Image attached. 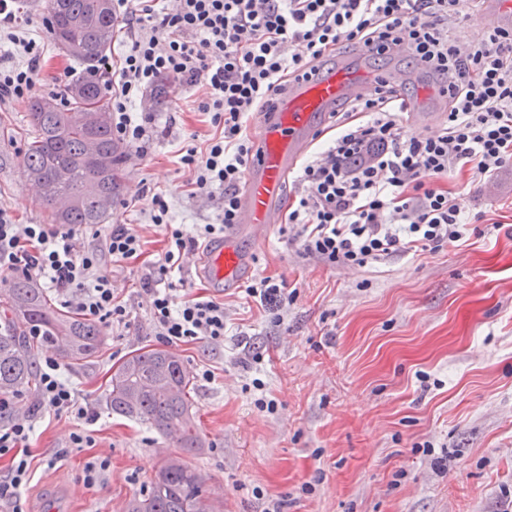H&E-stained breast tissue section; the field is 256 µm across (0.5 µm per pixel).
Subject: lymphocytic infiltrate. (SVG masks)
<instances>
[{
	"instance_id": "obj_1",
	"label": "lymphocytic infiltrate",
	"mask_w": 512,
	"mask_h": 512,
	"mask_svg": "<svg viewBox=\"0 0 512 512\" xmlns=\"http://www.w3.org/2000/svg\"><path fill=\"white\" fill-rule=\"evenodd\" d=\"M130 45L112 73V132L134 148L148 136L130 109L159 79L188 91L204 88L196 109L214 134L205 151L179 150L193 170V194L219 196L217 221L194 231L175 223L162 195L151 221L164 230L166 249L141 278L156 335L170 345L223 340V301L171 282L185 251L236 222L238 183L252 152L246 134L251 113L266 110L288 77L317 73L337 46L366 44L385 52L404 46L435 76L446 98L443 123L426 134L406 132L409 99L380 83L370 97L344 106L343 128L300 167L288 205V223L305 255L331 265L364 267L395 255L421 256L466 237L460 196L440 182L466 169L473 180L512 164V27L487 28L480 41L453 38L449 22L478 14L480 0H116ZM24 66L0 69V105L40 95L42 49L22 44ZM143 241L125 224L100 243L87 244L75 226L14 223L0 208V276L21 274L62 296L78 315L112 328L129 324L130 307L112 287L109 266L137 262ZM36 406L71 414L86 426L98 415L46 358ZM36 421L27 414L0 426V504L24 512L21 492L31 472L28 442Z\"/></svg>"
}]
</instances>
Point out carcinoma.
<instances>
[{
    "label": "carcinoma",
    "instance_id": "1",
    "mask_svg": "<svg viewBox=\"0 0 512 512\" xmlns=\"http://www.w3.org/2000/svg\"><path fill=\"white\" fill-rule=\"evenodd\" d=\"M45 9L54 42L60 27L68 40L64 48L85 71L68 87L67 108L43 97L31 102L24 174L54 223L103 224L123 190L119 165L127 156L111 122L99 120L109 112L100 64L111 51L117 23L112 0H45ZM91 138L105 158L103 166L87 157ZM0 298L10 314L0 330V398L37 386L36 355L43 348L83 362L98 352L101 328L64 314L33 281L12 278ZM192 392L183 360L170 351H138L112 375L110 410L148 424L181 450L159 463L149 488L129 502L127 512H200L205 479L184 460L205 448Z\"/></svg>",
    "mask_w": 512,
    "mask_h": 512
}]
</instances>
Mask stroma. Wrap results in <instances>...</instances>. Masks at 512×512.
<instances>
[{
  "mask_svg": "<svg viewBox=\"0 0 512 512\" xmlns=\"http://www.w3.org/2000/svg\"><path fill=\"white\" fill-rule=\"evenodd\" d=\"M45 0H26L11 33H0V68L22 65L20 41L44 47V94L62 96L82 66L54 44ZM178 91L143 96L132 113L153 121L145 149L130 154L125 189L108 223L135 228L149 253L164 231L150 221L164 195L175 222L212 224L217 202L190 196L191 171L173 146L207 135L202 115L177 109ZM29 102L0 106V206L19 224H47L26 181ZM477 222L460 247L419 257L394 256L367 267L331 266L304 255L293 231L274 227L245 248L251 280L285 282L293 299L274 322L240 288H210L223 300L224 342L182 344L175 351L195 375L193 402L208 443L190 464L224 512H512V165L485 181L450 182ZM137 266L112 269V286L131 307L130 325L105 329L99 355L61 360V370L100 418L91 444L69 414H42L29 450L27 512H112L146 488L158 463L176 454L149 425L107 408L111 376L135 350L159 347ZM209 368L213 377L197 374ZM272 409H265V402ZM65 451L54 461L56 451ZM110 462L103 481L83 483L87 461Z\"/></svg>",
  "mask_w": 512,
  "mask_h": 512,
  "instance_id": "obj_1",
  "label": "stroma"
}]
</instances>
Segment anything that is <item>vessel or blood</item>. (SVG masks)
Masks as SVG:
<instances>
[{"label": "vessel or blood", "mask_w": 512, "mask_h": 512, "mask_svg": "<svg viewBox=\"0 0 512 512\" xmlns=\"http://www.w3.org/2000/svg\"><path fill=\"white\" fill-rule=\"evenodd\" d=\"M376 53V48L364 45L349 55L336 53L315 75L291 78L284 89L273 94L271 109L262 114L261 138L248 163L237 222L213 240L206 256L212 279L233 288L249 273L243 239H257L281 222L285 181L336 110L370 96L380 82L418 80L415 71L383 74L369 69L367 60Z\"/></svg>", "instance_id": "1"}]
</instances>
